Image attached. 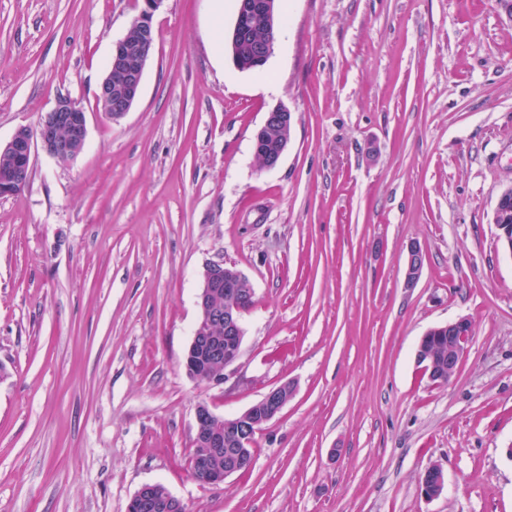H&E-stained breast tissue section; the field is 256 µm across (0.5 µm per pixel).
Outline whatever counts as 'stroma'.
I'll return each instance as SVG.
<instances>
[{
    "mask_svg": "<svg viewBox=\"0 0 512 512\" xmlns=\"http://www.w3.org/2000/svg\"><path fill=\"white\" fill-rule=\"evenodd\" d=\"M139 0H0V144L62 97L79 156L35 151L0 198V512H127L159 482L186 512H512V26L495 0H282L274 50L235 67L234 0H164L139 99L96 95ZM292 115L259 170L267 112ZM424 269L404 288L408 246ZM253 284L220 386L184 356L207 265ZM473 323L453 379L415 360ZM297 390L217 487L195 410ZM440 465L445 488L420 477ZM291 113L283 107H276L267 112L261 128L255 135L254 155L262 156V171L274 169L280 162L287 146L288 139H280L274 134V129L279 126L291 125ZM510 200L512 202V185L505 187L501 191L492 214V224L495 226L497 239L501 242L503 248L512 253V226H509V224L512 225L511 207L509 213L510 222L506 224L508 215L507 205ZM445 487L444 471L440 465H430L424 471V479L420 482L421 493L428 499L439 496Z\"/></svg>",
    "mask_w": 512,
    "mask_h": 512,
    "instance_id": "obj_1",
    "label": "stroma"
}]
</instances>
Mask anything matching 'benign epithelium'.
<instances>
[{"instance_id":"obj_1","label":"benign epithelium","mask_w":512,"mask_h":512,"mask_svg":"<svg viewBox=\"0 0 512 512\" xmlns=\"http://www.w3.org/2000/svg\"><path fill=\"white\" fill-rule=\"evenodd\" d=\"M143 7L127 33L112 49L103 79L97 93L102 112L118 121L130 111L138 100L144 71L155 50L153 15L164 0H142ZM276 0H239L234 37L241 32L240 21L251 14H259L273 26ZM274 41L269 40L258 49L252 59L234 52L237 68L248 70L261 65L271 56ZM291 124V112L276 107L266 114L261 128L255 135L254 155L262 156L261 170L274 169L280 162L288 140L274 134L279 126ZM87 136L86 112L67 97L58 99L54 108L41 118L37 133L19 129L0 147V193H18L28 182L35 145H40L48 155L60 161H72L80 154ZM512 201V185L505 187L492 214V224L497 239L504 249L512 253V226L507 224L508 202ZM423 272V248L418 242L410 243L403 287L416 288ZM254 288L240 271L224 274V264L207 266L203 273L202 287L198 294L199 324L185 354L187 374L203 383L219 386L224 383L225 370L234 366L242 355L244 329L243 315L250 309ZM448 331L447 358L437 357L431 348L433 334ZM472 321L459 317L447 324L430 329L422 336L416 362L428 379L437 384L453 378L465 358L472 342ZM294 384L284 382L270 387L262 398L232 418L215 413L201 402L195 411L193 447L197 467L192 469L194 478L204 485H219L224 479L241 470L242 461L249 455L257 435L275 419L292 398ZM234 429L236 437L224 446V430ZM445 487V476L438 464L424 471L420 482L421 493L428 499L439 496ZM183 509L179 499L161 483L142 485L129 501L127 512H170Z\"/></svg>"}]
</instances>
